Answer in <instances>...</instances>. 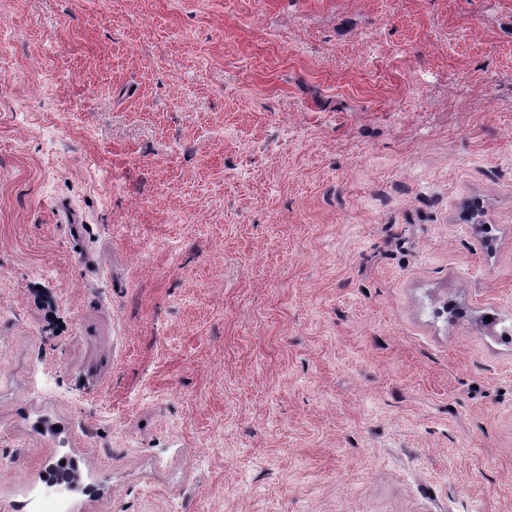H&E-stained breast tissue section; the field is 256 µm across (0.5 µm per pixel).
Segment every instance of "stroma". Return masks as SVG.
I'll list each match as a JSON object with an SVG mask.
<instances>
[{"mask_svg":"<svg viewBox=\"0 0 512 512\" xmlns=\"http://www.w3.org/2000/svg\"><path fill=\"white\" fill-rule=\"evenodd\" d=\"M0 24V512H512V0ZM31 512H67L68 504L64 496L58 494H45L35 497L31 501Z\"/></svg>","mask_w":512,"mask_h":512,"instance_id":"35a3bbf8","label":"stroma"}]
</instances>
